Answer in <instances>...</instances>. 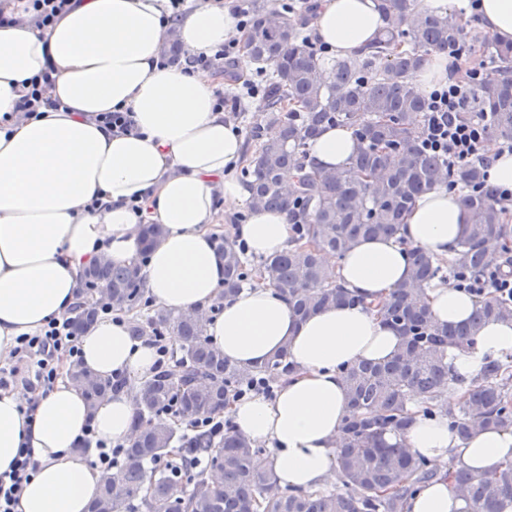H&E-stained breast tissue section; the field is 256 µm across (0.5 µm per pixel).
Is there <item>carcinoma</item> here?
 <instances>
[{"mask_svg":"<svg viewBox=\"0 0 512 512\" xmlns=\"http://www.w3.org/2000/svg\"><path fill=\"white\" fill-rule=\"evenodd\" d=\"M243 6L242 57L272 68L263 107L271 133L256 135L247 171L250 203L255 209L288 212L299 243L264 259L258 271L293 310L306 316L344 302L348 293L323 265L322 255L342 256L360 239L396 235L415 198L447 179L466 191L467 232L458 256L448 263L412 250L411 281L377 305L383 322L399 332L403 348L384 363L363 362L346 370L349 414L337 455L336 488L280 489L265 449L230 422L218 441L208 434L186 439L171 427L153 424L152 414L173 402L185 416L220 415L251 380L275 381L294 371L285 347L257 367L241 368L211 345L201 320L157 310L134 320L133 334L177 336L181 356L141 384L135 437L117 472L102 475L89 512H404L407 499L438 476L424 460L383 440L386 432L402 434L410 427L409 401H417L428 416L448 417L462 441L478 429L512 427V355L485 363L480 380L466 389L457 407L450 409L441 399V392L452 387L448 347L473 342L489 319L512 318V299L485 297L470 323L442 327L423 300V287L439 277L445 263L459 277H481L492 244L512 265L508 210L496 203L493 190L472 191L481 181V167L451 171L420 145L428 103L408 74L434 52L457 50L465 32L451 12L424 10L418 0H379L386 26L378 39L358 56L336 60L326 73L299 30L298 18H308L316 4L298 0L279 10L274 2L244 0ZM479 51L494 64L478 90L488 138H512V44H481ZM327 125L351 129L355 148L344 165L318 169L308 160V146ZM286 169L298 172L288 191L281 180ZM371 174L376 180L364 181ZM217 248L224 256V300L241 290L248 273L233 241L219 236ZM78 298L71 320L76 336L93 326L106 304L116 313L146 307L138 266L109 261L86 270ZM72 377L92 406L114 390L113 382L79 366ZM201 455L224 472V487L194 471L192 459ZM445 478L463 492L472 512H500L503 500H512V459L485 475L451 466Z\"/></svg>","mask_w":512,"mask_h":512,"instance_id":"obj_1","label":"carcinoma"}]
</instances>
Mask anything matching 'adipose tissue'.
I'll return each instance as SVG.
<instances>
[{
  "label": "adipose tissue",
  "instance_id": "obj_1",
  "mask_svg": "<svg viewBox=\"0 0 512 512\" xmlns=\"http://www.w3.org/2000/svg\"><path fill=\"white\" fill-rule=\"evenodd\" d=\"M0 24V358L18 337L39 335L50 319L70 317L87 267L100 259L139 264L157 308L192 313L211 344L244 368L288 349L295 371L274 399L257 395L232 404L237 432L271 451L281 487L315 491L335 477L336 453L348 415L346 370L391 358L397 332L375 311L410 278L409 253L421 248L455 258L468 215L460 193L436 186L421 194L393 238L358 243L344 258L325 257L355 304L297 317L268 282L258 279L225 299L224 257L216 247L218 210L244 207L249 193L230 175L244 152L242 134L217 108L218 86L208 76L160 59L167 37L190 56L212 55L233 34L224 0H201L175 17L168 0H76L52 26L37 27L20 0ZM483 31L512 43V0H480ZM385 22L375 0H319L310 26L339 57L369 47ZM52 72L40 117L22 110L27 81ZM129 113L134 128L118 134L104 112ZM355 146L349 131L331 128L311 145L310 159L343 163ZM140 203L132 211L131 203ZM160 224L163 236L143 253L142 228ZM233 233L248 253L268 257L294 246L287 213L259 210ZM223 300L219 314L211 306ZM437 323L469 318L476 296L445 283L424 290ZM473 347L448 350L450 375L478 379L484 364L512 354V320L483 325ZM81 365L126 384L96 405L62 363L53 388L34 405L0 389V473L21 446L39 469L16 512H87L101 473L76 444L86 428L112 444L134 436L139 386L156 372V350L130 336L125 318L106 319L81 338ZM434 468L447 462L475 473L492 471L512 453V428L474 431L461 441L447 417L415 412L404 435L385 433ZM448 480L432 481L406 512H464Z\"/></svg>",
  "mask_w": 512,
  "mask_h": 512
}]
</instances>
